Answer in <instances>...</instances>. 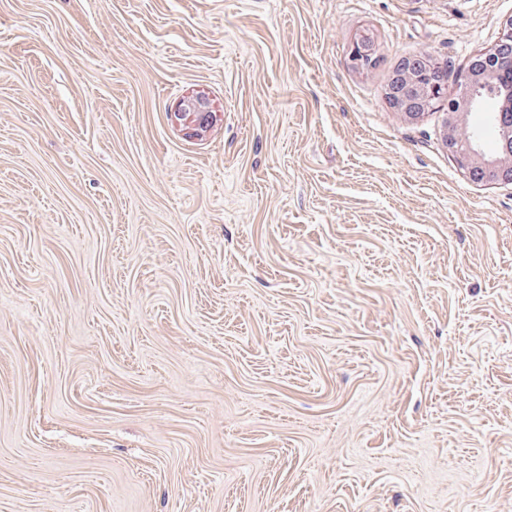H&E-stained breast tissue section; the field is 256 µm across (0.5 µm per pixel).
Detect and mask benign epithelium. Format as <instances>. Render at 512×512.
<instances>
[{
  "mask_svg": "<svg viewBox=\"0 0 512 512\" xmlns=\"http://www.w3.org/2000/svg\"><path fill=\"white\" fill-rule=\"evenodd\" d=\"M512 55V19L505 25V32L500 42L493 49L481 54L468 67L464 77L463 91L456 102L448 103L445 84L429 79L434 65L427 60L405 58L399 64L398 72L388 87L387 98L391 109L410 119H415L430 109H448L450 112L468 111L472 107L471 92L484 85L491 76L490 63L495 57ZM350 57L353 63L361 67L374 61L376 53L366 41H358L351 47ZM199 113V107L179 105L175 118L183 122V131L196 135L191 116ZM445 145L459 167L474 182L498 185H512V164H504L499 156L512 157V106L498 114L497 156L475 161L478 153L476 138L472 133L449 126L445 135Z\"/></svg>",
  "mask_w": 512,
  "mask_h": 512,
  "instance_id": "1",
  "label": "benign epithelium"
}]
</instances>
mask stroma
I'll list each match as a JSON object with an SVG mask.
<instances>
[{"label": "stroma", "instance_id": "35a3bbf8", "mask_svg": "<svg viewBox=\"0 0 512 512\" xmlns=\"http://www.w3.org/2000/svg\"><path fill=\"white\" fill-rule=\"evenodd\" d=\"M511 19L0 0V512H512V186L386 101Z\"/></svg>", "mask_w": 512, "mask_h": 512}]
</instances>
